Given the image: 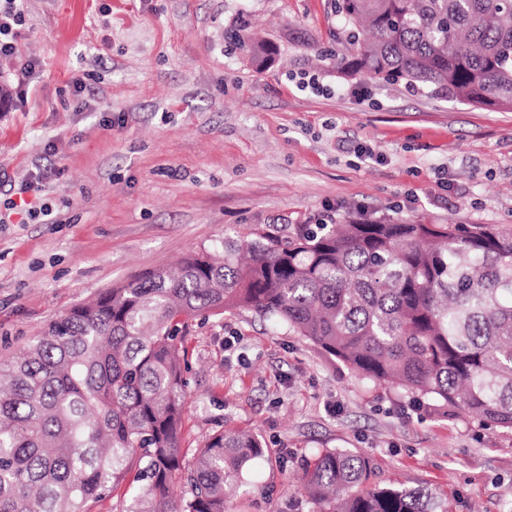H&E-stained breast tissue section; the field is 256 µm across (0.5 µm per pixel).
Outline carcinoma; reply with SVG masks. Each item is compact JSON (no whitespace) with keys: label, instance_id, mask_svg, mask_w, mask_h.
I'll return each instance as SVG.
<instances>
[{"label":"carcinoma","instance_id":"obj_1","mask_svg":"<svg viewBox=\"0 0 512 512\" xmlns=\"http://www.w3.org/2000/svg\"><path fill=\"white\" fill-rule=\"evenodd\" d=\"M346 75L423 83L512 109V10L501 0H335ZM231 45L263 65L264 42ZM246 309L288 327L358 377L512 429V225L350 221L288 236H224L102 291L0 362V512H224L268 456L250 430L182 448L184 338ZM369 456L318 453L303 471L314 512H443L421 489L371 482Z\"/></svg>","mask_w":512,"mask_h":512}]
</instances>
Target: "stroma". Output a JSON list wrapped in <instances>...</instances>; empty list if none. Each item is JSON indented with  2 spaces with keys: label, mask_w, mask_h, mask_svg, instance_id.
Returning <instances> with one entry per match:
<instances>
[{
  "label": "stroma",
  "mask_w": 512,
  "mask_h": 512,
  "mask_svg": "<svg viewBox=\"0 0 512 512\" xmlns=\"http://www.w3.org/2000/svg\"><path fill=\"white\" fill-rule=\"evenodd\" d=\"M24 13L0 72V359L94 294L228 234L512 224V110L341 74L332 0H26ZM230 27L272 42L271 62L225 52ZM32 179L38 214L8 208ZM185 343L187 452L222 427L279 454L254 463L228 512H312L296 476L333 448L447 512H512V431L359 379L246 310L194 321Z\"/></svg>",
  "instance_id": "stroma-1"
}]
</instances>
